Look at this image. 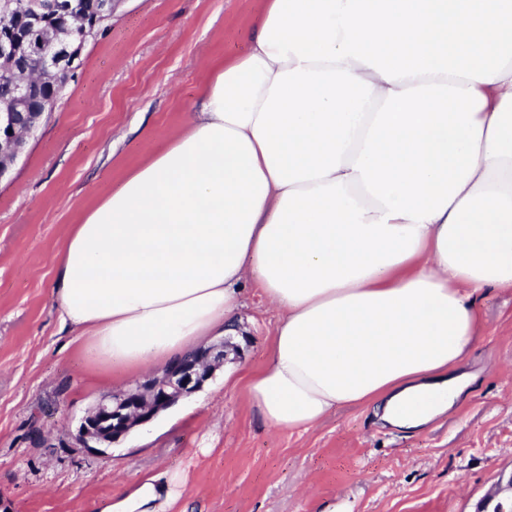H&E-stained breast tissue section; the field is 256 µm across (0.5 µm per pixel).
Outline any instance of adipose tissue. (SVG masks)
Masks as SVG:
<instances>
[{"instance_id":"adipose-tissue-1","label":"adipose tissue","mask_w":512,"mask_h":512,"mask_svg":"<svg viewBox=\"0 0 512 512\" xmlns=\"http://www.w3.org/2000/svg\"><path fill=\"white\" fill-rule=\"evenodd\" d=\"M249 42L70 227L59 325L119 379L238 335L251 279L268 360L224 380L266 424L424 429L473 380L479 295L512 289V0H262ZM174 501L148 479L100 512Z\"/></svg>"}]
</instances>
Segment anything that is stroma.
Listing matches in <instances>:
<instances>
[{"mask_svg": "<svg viewBox=\"0 0 512 512\" xmlns=\"http://www.w3.org/2000/svg\"><path fill=\"white\" fill-rule=\"evenodd\" d=\"M260 0H115L67 93L0 181V512H94L152 476L177 477L170 512H479L512 479V291L480 299L483 337L464 403L416 432L344 407L305 432L266 426L225 367L266 360L277 311L242 291V341L203 387L105 450L76 440L113 384L60 332L57 256L131 169L191 119L212 65L248 49Z\"/></svg>", "mask_w": 512, "mask_h": 512, "instance_id": "1", "label": "stroma"}]
</instances>
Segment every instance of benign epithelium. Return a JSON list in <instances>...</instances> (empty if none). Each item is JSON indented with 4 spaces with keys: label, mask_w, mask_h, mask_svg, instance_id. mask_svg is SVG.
Returning <instances> with one entry per match:
<instances>
[{
    "label": "benign epithelium",
    "mask_w": 512,
    "mask_h": 512,
    "mask_svg": "<svg viewBox=\"0 0 512 512\" xmlns=\"http://www.w3.org/2000/svg\"><path fill=\"white\" fill-rule=\"evenodd\" d=\"M113 0H101L95 14L84 13L79 24L82 34L73 31L59 36L57 30L43 26L51 13H76L82 10L78 0H0V62L13 63L22 56L37 55L46 72L75 70L81 55L97 26L112 18ZM32 80L19 79L12 84V99L23 104L31 94ZM52 102H37L31 111L20 112L0 108V180L9 174L12 163L22 152L27 139L39 128ZM223 359V352L213 353L204 347L200 356L184 357L169 365L161 376L140 385L131 392H120L101 399L83 418L78 441L83 446L97 441L95 431L101 425L112 426V438L128 432L131 423L142 425L161 410L174 405L209 379L212 367Z\"/></svg>",
    "instance_id": "benign-epithelium-1"
}]
</instances>
